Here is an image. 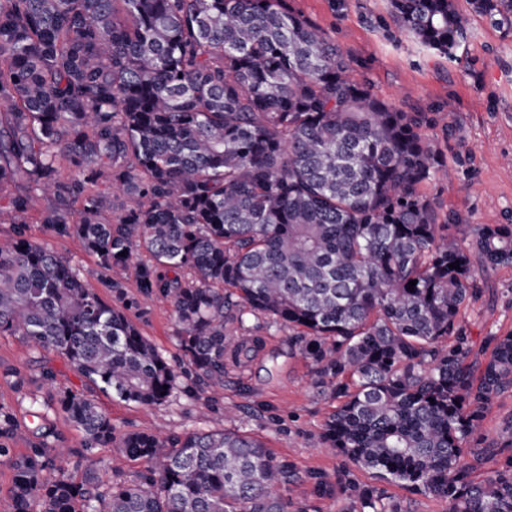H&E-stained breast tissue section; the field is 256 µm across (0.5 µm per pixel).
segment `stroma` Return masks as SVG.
Returning a JSON list of instances; mask_svg holds the SVG:
<instances>
[{
	"label": "stroma",
	"instance_id": "obj_1",
	"mask_svg": "<svg viewBox=\"0 0 512 512\" xmlns=\"http://www.w3.org/2000/svg\"><path fill=\"white\" fill-rule=\"evenodd\" d=\"M290 5L350 55L352 77L366 81L375 97L404 112L437 113L431 134L438 138L448 123H455L458 150L447 153L445 173L425 187L442 210L469 211L475 225L512 221V36H503L487 18L471 15L468 39L460 59L454 60L399 33L389 0H290ZM459 152L471 158L470 176L458 172ZM54 204V197L35 194L29 235L49 241L60 256L80 268L90 288L106 295L96 260L78 239L46 237L39 218ZM477 276L486 293L479 303L462 309L460 317L479 344L489 334L512 331V268H481ZM125 294L138 303L131 317L142 335L170 361L180 360L171 307L141 294L132 275L125 282ZM264 338L265 347L252 362L226 367L224 388L213 395L211 404L178 389L158 407L106 396L99 402L124 432H148L163 424L176 433L225 429L251 434L290 465L293 476L284 493L295 512H344V501L318 496L308 479L312 471L335 475L341 465L340 458L319 444L328 404L313 387L287 330L265 331ZM27 356L17 337L0 336V403L21 414L30 395L43 399L48 394ZM14 368L26 369L30 381L25 390L15 389L10 376ZM481 433L490 446L512 440V391L493 399ZM354 476L363 483L374 482L364 471H355ZM377 485L403 512L444 510L443 503L431 496L385 481Z\"/></svg>",
	"mask_w": 512,
	"mask_h": 512
}]
</instances>
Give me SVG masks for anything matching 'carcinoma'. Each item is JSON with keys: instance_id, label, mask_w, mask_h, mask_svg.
<instances>
[{"instance_id": "1", "label": "carcinoma", "mask_w": 512, "mask_h": 512, "mask_svg": "<svg viewBox=\"0 0 512 512\" xmlns=\"http://www.w3.org/2000/svg\"><path fill=\"white\" fill-rule=\"evenodd\" d=\"M390 6L401 33L457 59L470 18L455 0ZM470 6L512 33V0ZM349 71L287 0H0V224L14 225L0 239V336L55 353L84 385L57 388L41 363L56 394L22 418L0 404L12 512H290L292 470L255 437L121 432L95 397L157 406L177 386L221 388L225 366L264 347L242 333L253 318L288 329L336 403L320 443L344 467L309 474L317 495L400 512L354 466L446 512H512V441L480 447L493 399L512 389V332L485 337L478 360L459 318L484 295L475 266L512 267V224L458 236L469 212L443 214L421 191L442 168L424 133L434 113L398 110ZM104 180L133 201L115 221ZM17 182L27 189L3 193ZM35 192L58 201L45 233L79 239L116 303L28 237ZM131 268L172 306L177 365L129 316ZM55 416L81 433L80 481L56 466ZM106 447L146 466L109 477ZM490 451L502 461L484 472Z\"/></svg>"}]
</instances>
